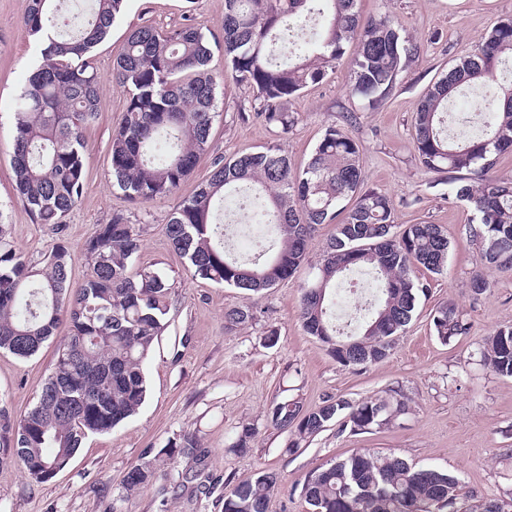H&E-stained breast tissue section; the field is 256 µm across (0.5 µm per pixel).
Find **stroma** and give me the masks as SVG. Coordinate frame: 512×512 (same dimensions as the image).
I'll return each instance as SVG.
<instances>
[{
	"label": "stroma",
	"mask_w": 512,
	"mask_h": 512,
	"mask_svg": "<svg viewBox=\"0 0 512 512\" xmlns=\"http://www.w3.org/2000/svg\"><path fill=\"white\" fill-rule=\"evenodd\" d=\"M28 0H0V211L16 248L42 261L56 244L67 246L73 282L89 271L86 248L99 225L113 213L136 224L142 247L132 267L161 271L173 287L168 323L146 362L149 394L140 412L112 432L87 436L70 465L50 480L30 483L22 468L0 461V512H224V482L259 470L276 472L278 490L269 512H308L300 495L308 473L362 448L392 452L422 466L456 475L474 499H501L512 492V377L478 363L484 340L512 325V274L493 275L491 286L472 297L469 283L480 267L468 236L473 214L456 200L444 173L427 171L418 160L413 113L424 90L467 56L499 21L512 18V0H358L361 19L394 16L418 46L379 107L352 92L349 59H342L322 83L292 100L288 130L266 125L253 110L251 91L231 82L217 88L218 115L212 150L178 197L208 179L212 161L280 145L295 166L309 160L328 126L343 128L362 147L364 187L391 197L397 229L437 224L450 241L442 274L421 273L429 285L416 312L385 361L360 370L342 367L325 344L308 335L300 319V288L311 277L335 232L320 225L298 272L258 295L195 278L170 245L166 225L178 197L145 204L127 200L109 180L112 133L125 111L113 63L132 29H202L213 50L212 65L223 69L224 0H127L91 62L102 100L97 120L84 131L85 182L78 204L61 225L35 223L16 199L12 145L14 103L38 61L24 25ZM454 302L469 324L467 334L444 343L432 315ZM252 306L244 326L224 320L228 309ZM275 344H268V333ZM58 339L20 359L0 351V407L18 420L36 402L52 371ZM383 396L406 409L390 425L360 430L337 421L288 452L289 435L266 424L273 401L301 399L313 408L328 399L358 402ZM259 433L248 452L231 445L242 424ZM184 433L196 434L205 457L203 486L183 483L195 470L192 459L165 462L166 446ZM163 458L152 484L127 494L122 480L144 456Z\"/></svg>",
	"instance_id": "obj_1"
}]
</instances>
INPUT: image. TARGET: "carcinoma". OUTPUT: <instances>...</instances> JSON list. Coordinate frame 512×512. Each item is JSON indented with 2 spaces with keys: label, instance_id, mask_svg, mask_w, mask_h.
Instances as JSON below:
<instances>
[{
  "label": "carcinoma",
  "instance_id": "obj_1",
  "mask_svg": "<svg viewBox=\"0 0 512 512\" xmlns=\"http://www.w3.org/2000/svg\"><path fill=\"white\" fill-rule=\"evenodd\" d=\"M59 0H29L25 27L40 60L16 102L13 168L17 199L37 224L58 225L80 200L85 174L83 132L100 110L97 72L90 54L109 35L126 0H94L92 15L75 31L58 19ZM357 0H224V68L235 83L256 91L254 110L269 126L287 130L292 116L281 104L321 83L353 50V91L372 104L382 100L415 54L389 16L361 21ZM213 51L201 29L143 26L127 37L114 64L126 93L121 122L112 134V183L136 203L177 194L211 151L217 80ZM483 88L474 110L481 135L449 134L448 103ZM415 147L429 171L457 182L456 198L474 212L468 233L483 269L472 277L479 296L490 288L489 271L512 270V185L492 175L499 157L512 151V19L495 25L469 56L424 92L413 117ZM239 194L248 216L272 226L274 244L257 242V256L238 260L224 248L219 213L226 195ZM392 199L364 189L360 146L330 126L301 168L277 145L213 162L206 182L176 204L167 236L193 276L259 293L291 278L304 263L316 227L336 225L316 272L301 288L304 330L327 345L343 367L384 361L412 320L426 284L417 270L440 275L450 242L437 224L395 227ZM142 239L122 213L99 226L87 244L89 273L71 284V258L59 245L39 265L9 240L0 219V350L18 358L38 352L60 324L68 325L53 371L37 402L13 423L0 408V458L17 462L37 483L51 479L74 458L90 433H107L136 415L145 402L144 370L166 326L171 284L150 268L134 270ZM367 270L380 290L369 312L343 336L336 327V284L346 272ZM225 320L244 325L252 307L227 310ZM447 343L468 332L453 302L432 317ZM480 362L512 377V325L489 336ZM405 406L381 396L358 403L326 400L303 409L297 398L275 401L267 425L287 431V451L343 415L353 427L381 428ZM258 434L241 426L232 450L247 452ZM203 457L200 440L184 434L170 454ZM157 459L143 457L124 476L132 492L152 483ZM278 476L260 470L224 483V512H268ZM301 497L310 512H448V497L465 512H512L509 500L472 505L457 476L419 466L392 452L361 449L309 473Z\"/></svg>",
  "mask_w": 512,
  "mask_h": 512
}]
</instances>
